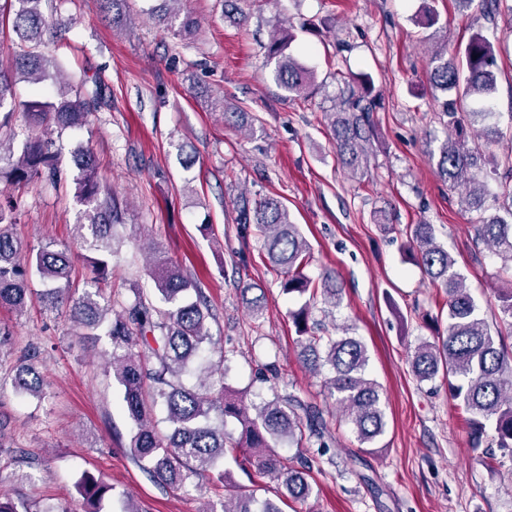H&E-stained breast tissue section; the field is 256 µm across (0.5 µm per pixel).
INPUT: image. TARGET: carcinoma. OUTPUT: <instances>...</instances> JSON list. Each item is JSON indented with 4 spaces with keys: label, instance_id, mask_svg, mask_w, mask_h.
Returning <instances> with one entry per match:
<instances>
[{
    "label": "carcinoma",
    "instance_id": "cac0c4a2",
    "mask_svg": "<svg viewBox=\"0 0 512 512\" xmlns=\"http://www.w3.org/2000/svg\"><path fill=\"white\" fill-rule=\"evenodd\" d=\"M42 0H0V23L10 20L17 38L11 48L12 65L0 68V131L12 125L14 112L27 113L40 133L25 141L18 160L3 153L0 138V182L21 183L33 179L58 184L61 172L54 142V131L63 133L85 124L89 115L105 103L104 84L93 81L90 89L59 83L55 99L14 100V85L21 79L38 85L49 77V69L63 72L55 58L42 52L48 43L63 39L61 25L53 23L40 8ZM128 0H102L106 18L115 27L126 24ZM182 0H159L149 9V17L175 37H185L195 21L181 16L166 4ZM293 34L274 28L267 44L268 56L275 60L274 81L290 96L307 98L315 90V74L301 64L289 47ZM431 78L447 94L442 115L447 117L448 135L439 148L438 169L450 186L465 191L468 209L481 213L475 225L477 240L512 270V224L498 215H484L487 197L486 177L496 176L502 208L512 217V154L499 160L478 148L468 147L470 122L492 115L496 89V57L491 42L481 33L470 37L464 57L434 54ZM372 78L368 74L344 78L345 88L336 111L327 113L336 156L349 176L368 173L372 142L376 135L371 97ZM10 109H3L7 99ZM73 164L78 171L75 194L85 206V223L78 225L79 240L90 252L86 257L93 280L83 293L73 298L71 257L51 242L37 250L24 247L14 235L19 205L6 198L0 201V306L21 313L31 299L30 280L36 273L43 290L40 303L51 310L69 309L74 331L85 336L100 332L110 341L105 353L107 364L124 388L125 410L134 424L130 453L140 467L160 483L178 490L193 491L203 497L208 489L202 478L219 471L224 481L221 508L209 503L202 512H282L271 499L260 500L250 490L237 485L229 470H221L224 457L231 455L241 468H253L261 478L277 482L281 497L296 501L309 499L314 491L309 472L333 447L335 437L319 407L291 392L272 391V398L261 397L245 403L246 394L225 387L214 390L212 378L224 376V351L216 347L206 326L211 312L199 285L189 280L179 266L156 259L150 266L161 305L141 290L118 313H112V300L99 283L109 276L115 254L113 228L124 223V210L101 183L99 165L93 151L79 147ZM236 221L255 225L263 240L270 268L283 277L282 291L308 296L291 312L301 357L308 369L321 373L329 367L330 397L344 420L352 425L358 440L373 444L386 431V416L380 386L367 375L368 355L358 338L330 334L324 321L313 316L315 302L323 304L324 316L334 315L343 300V287L328 274L319 280L309 277L310 247L298 225L289 219L288 209L273 197L252 199L242 193L236 199ZM404 250L434 284L444 288L448 325L444 333L423 341L411 352V368L419 381L437 377L448 382V392L458 403L470 430L471 448L482 450L488 464L503 465L512 459V358L509 357L500 328H491L481 317L478 306L455 269V259L436 242L431 224H412ZM253 286L241 288L250 317L259 319L264 310V294L248 297ZM500 324L512 330V287L497 295ZM38 348L32 346L13 367V387L40 401L48 397L43 375L36 367ZM166 413V431L155 422V411ZM237 423L238 433L224 430L227 420ZM501 451L495 454L483 446L485 437ZM284 443L298 448H317V453L294 467L278 453ZM78 491L84 512H102V503L112 497V486L102 477L82 474ZM0 512H68L63 507L32 509L24 501L0 496Z\"/></svg>",
    "mask_w": 512,
    "mask_h": 512
}]
</instances>
